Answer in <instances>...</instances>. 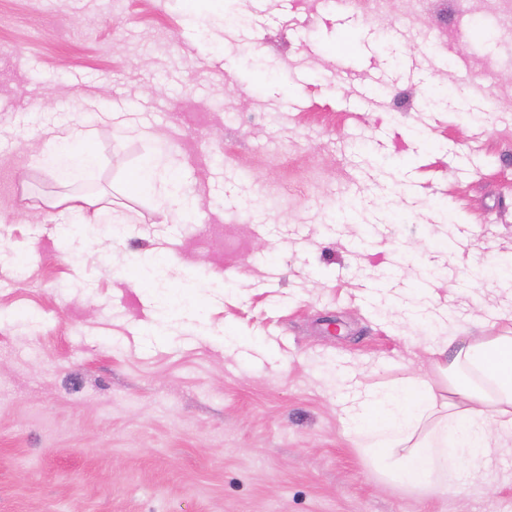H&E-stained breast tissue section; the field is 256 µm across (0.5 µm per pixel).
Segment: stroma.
<instances>
[{"label":"stroma","instance_id":"obj_1","mask_svg":"<svg viewBox=\"0 0 512 512\" xmlns=\"http://www.w3.org/2000/svg\"><path fill=\"white\" fill-rule=\"evenodd\" d=\"M65 195L135 222L67 242ZM506 257L512 0H0V512H512V450L407 485L344 413L512 328ZM95 138V130L85 127L52 134L49 146L40 154L38 162L58 180L68 181L75 172L97 163ZM163 182L166 187L164 201L167 204L175 205V214L181 221H193L197 216L200 198L183 191L177 168H171Z\"/></svg>","mask_w":512,"mask_h":512}]
</instances>
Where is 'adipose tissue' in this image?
<instances>
[{"mask_svg": "<svg viewBox=\"0 0 512 512\" xmlns=\"http://www.w3.org/2000/svg\"><path fill=\"white\" fill-rule=\"evenodd\" d=\"M96 132L73 128L52 135L38 162L58 180H69L97 162ZM136 184H165L164 200L180 220L197 216L200 200L184 192L177 169L160 175L153 160L141 163ZM431 369L400 388L367 393L347 413L360 448L393 478L411 484L436 467L454 473L459 460H480L497 429L512 431V330L476 340L451 334L431 349Z\"/></svg>", "mask_w": 512, "mask_h": 512, "instance_id": "adipose-tissue-1", "label": "adipose tissue"}]
</instances>
